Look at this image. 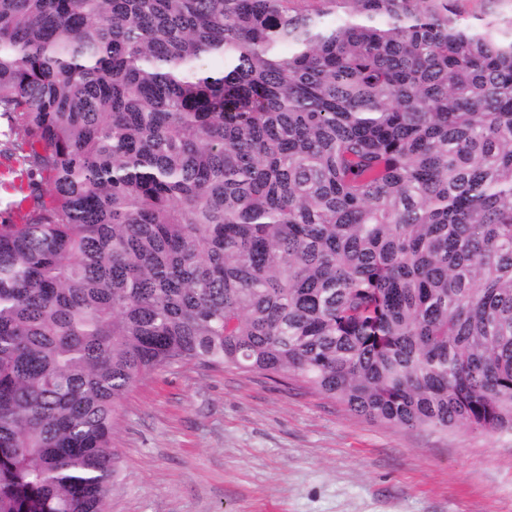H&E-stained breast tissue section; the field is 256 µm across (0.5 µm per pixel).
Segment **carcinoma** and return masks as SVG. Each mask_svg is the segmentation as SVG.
<instances>
[{"mask_svg": "<svg viewBox=\"0 0 512 512\" xmlns=\"http://www.w3.org/2000/svg\"><path fill=\"white\" fill-rule=\"evenodd\" d=\"M314 2L0 0V512H105L178 363L512 433V18ZM18 136L10 131L7 118H0V223L21 224L24 211L13 209L12 203L27 193V180L8 174V168H24L22 153L16 149ZM2 174V175H1Z\"/></svg>", "mask_w": 512, "mask_h": 512, "instance_id": "carcinoma-1", "label": "carcinoma"}]
</instances>
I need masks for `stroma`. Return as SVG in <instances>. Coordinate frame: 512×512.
Instances as JSON below:
<instances>
[{"mask_svg": "<svg viewBox=\"0 0 512 512\" xmlns=\"http://www.w3.org/2000/svg\"><path fill=\"white\" fill-rule=\"evenodd\" d=\"M0 118V223L27 191ZM106 512H512V434L402 430L235 369L175 364L120 407Z\"/></svg>", "mask_w": 512, "mask_h": 512, "instance_id": "obj_1", "label": "stroma"}]
</instances>
